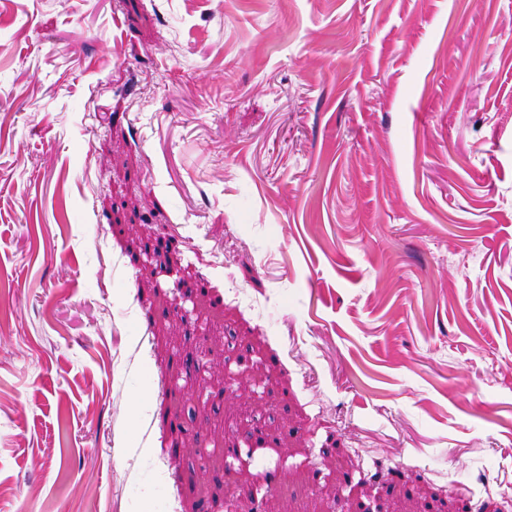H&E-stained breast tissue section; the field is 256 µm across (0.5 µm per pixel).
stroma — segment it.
I'll use <instances>...</instances> for the list:
<instances>
[{
	"label": "stroma",
	"mask_w": 512,
	"mask_h": 512,
	"mask_svg": "<svg viewBox=\"0 0 512 512\" xmlns=\"http://www.w3.org/2000/svg\"><path fill=\"white\" fill-rule=\"evenodd\" d=\"M147 463L512 512V0H0V512Z\"/></svg>",
	"instance_id": "1"
}]
</instances>
